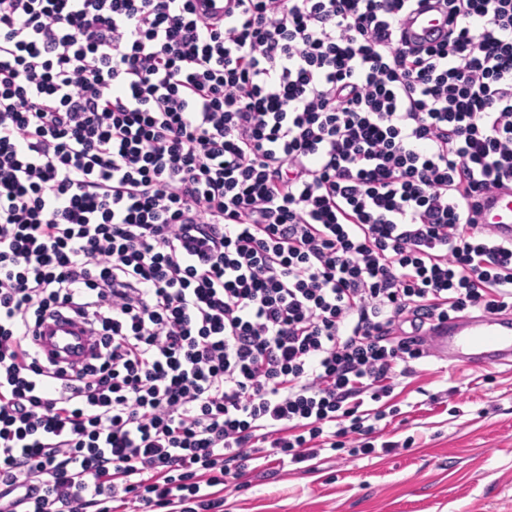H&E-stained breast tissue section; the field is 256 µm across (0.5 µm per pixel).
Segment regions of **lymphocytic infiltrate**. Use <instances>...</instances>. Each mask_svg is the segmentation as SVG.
<instances>
[{
	"mask_svg": "<svg viewBox=\"0 0 512 512\" xmlns=\"http://www.w3.org/2000/svg\"><path fill=\"white\" fill-rule=\"evenodd\" d=\"M0 0V512H224L374 446L431 322L512 310V0ZM98 341L74 371L32 338ZM442 22L443 18L436 11L416 13L408 25L409 36L415 41L432 37L431 34L434 33L436 28L442 26ZM478 224L497 237L512 241V190L500 189L484 197ZM38 335L36 343L49 360L78 369L93 355L94 343L89 333L67 318L60 317L45 322Z\"/></svg>",
	"mask_w": 512,
	"mask_h": 512,
	"instance_id": "f902f5d3",
	"label": "lymphocytic infiltrate"
}]
</instances>
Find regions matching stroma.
I'll return each instance as SVG.
<instances>
[{"label": "stroma", "mask_w": 512, "mask_h": 512, "mask_svg": "<svg viewBox=\"0 0 512 512\" xmlns=\"http://www.w3.org/2000/svg\"><path fill=\"white\" fill-rule=\"evenodd\" d=\"M390 453L336 456L226 487L224 512H512V364L429 356L394 390Z\"/></svg>", "instance_id": "1"}]
</instances>
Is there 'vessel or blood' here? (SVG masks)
<instances>
[{"instance_id": "obj_1", "label": "vessel or blood", "mask_w": 512, "mask_h": 512, "mask_svg": "<svg viewBox=\"0 0 512 512\" xmlns=\"http://www.w3.org/2000/svg\"><path fill=\"white\" fill-rule=\"evenodd\" d=\"M437 12L414 15L409 35L419 41L439 28ZM482 226L504 240L512 241V190L500 189L484 197L479 215ZM434 353L448 361H465L472 367L512 362V316L482 313L448 319L432 333ZM36 342L47 359L79 368L92 357L94 343L79 324L60 317L41 327Z\"/></svg>"}]
</instances>
